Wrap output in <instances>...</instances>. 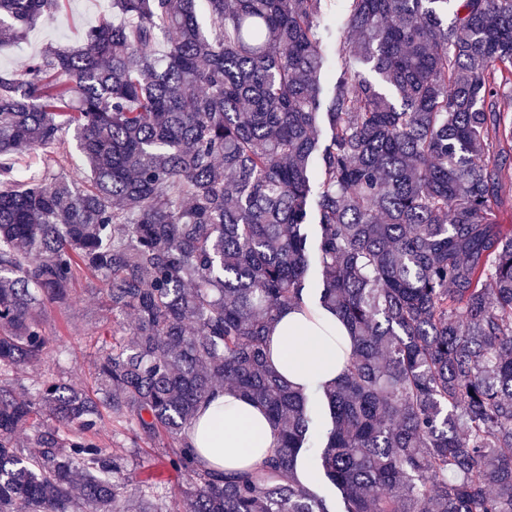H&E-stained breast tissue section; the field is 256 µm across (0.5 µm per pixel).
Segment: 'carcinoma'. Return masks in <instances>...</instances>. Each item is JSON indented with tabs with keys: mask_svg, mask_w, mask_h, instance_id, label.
I'll return each mask as SVG.
<instances>
[{
	"mask_svg": "<svg viewBox=\"0 0 512 512\" xmlns=\"http://www.w3.org/2000/svg\"><path fill=\"white\" fill-rule=\"evenodd\" d=\"M66 2L0 0V41ZM108 2L120 23L0 74V512H512V0H339L325 104L328 0ZM82 272L112 312L92 394L42 322ZM308 301L353 340L313 395L267 364ZM221 390L268 410L253 468L190 453ZM105 413L183 485L129 489ZM499 177L504 186L505 194L502 204L496 209L497 220L502 224L512 225V156L499 163Z\"/></svg>",
	"mask_w": 512,
	"mask_h": 512,
	"instance_id": "cac0c4a2",
	"label": "carcinoma"
}]
</instances>
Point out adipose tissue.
<instances>
[{
    "label": "adipose tissue",
    "instance_id": "adipose-tissue-1",
    "mask_svg": "<svg viewBox=\"0 0 512 512\" xmlns=\"http://www.w3.org/2000/svg\"><path fill=\"white\" fill-rule=\"evenodd\" d=\"M347 333L336 314L307 306L285 311L272 331L270 366L292 387L311 390L336 382L347 355L337 342ZM190 443L207 467L219 471L261 463L276 441L262 407L219 392L192 421Z\"/></svg>",
    "mask_w": 512,
    "mask_h": 512
}]
</instances>
